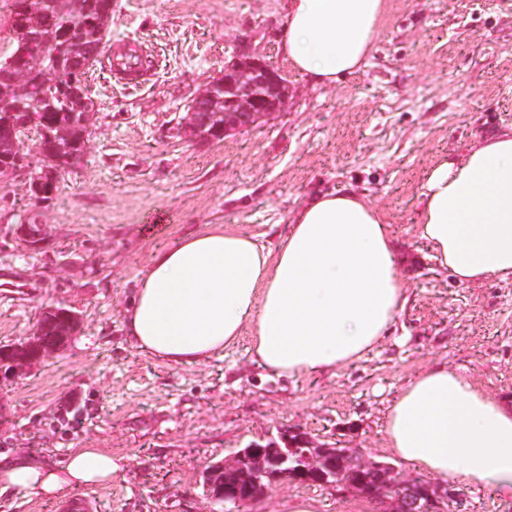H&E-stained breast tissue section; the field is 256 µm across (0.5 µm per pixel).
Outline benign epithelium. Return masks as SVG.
<instances>
[{
    "instance_id": "7a95c632",
    "label": "benign epithelium",
    "mask_w": 512,
    "mask_h": 512,
    "mask_svg": "<svg viewBox=\"0 0 512 512\" xmlns=\"http://www.w3.org/2000/svg\"><path fill=\"white\" fill-rule=\"evenodd\" d=\"M212 86L224 91V136L250 127L280 110L289 95L285 78L258 53L246 50L236 53L224 67V75ZM14 235L29 251L43 249L40 233L32 231L28 224L17 225ZM67 340L65 336L62 341L48 347L42 342L41 332L38 331L30 337L29 349L32 353L19 362L28 366L38 363L62 350ZM19 362L0 356V367L6 365L13 372L18 370ZM347 455L359 456L361 452L356 448L330 445L310 448L303 433L285 429L280 432L279 439L270 440L266 446L252 444L221 462L207 465L208 499L222 508L230 503H248L260 498L281 481L331 487L346 484L365 497L376 498L384 488L394 484L398 471L390 463L378 464L371 476L359 482L348 479L343 468V458ZM401 481L414 493L410 508L418 512L427 509L421 504L424 499L436 503L456 497V493L445 487L438 488L420 476L403 477Z\"/></svg>"
}]
</instances>
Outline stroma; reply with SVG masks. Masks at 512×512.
<instances>
[{"label":"stroma","mask_w":512,"mask_h":512,"mask_svg":"<svg viewBox=\"0 0 512 512\" xmlns=\"http://www.w3.org/2000/svg\"><path fill=\"white\" fill-rule=\"evenodd\" d=\"M283 0H112L106 38L143 40L155 68L136 87L87 75L89 152L45 204L43 250L12 236L25 222L26 175L0 182V345L32 336L41 308L81 323L67 346L0 377V453L55 467L76 448L111 451L120 470L85 488L93 512H208L207 464L288 429L392 459L388 410L436 363L512 400V279L453 285L418 238L419 193L434 163L512 128V0H387L369 60L338 85L294 71L276 33ZM288 81V102L258 124L201 143L193 101L240 46ZM353 188L386 213L408 303L396 331L332 376L280 379L242 335L223 356L172 365L134 348L123 310L154 252L208 224L287 226L306 197ZM460 499L447 512H512V501L459 476L434 477ZM393 512L345 486L282 482L236 512Z\"/></svg>","instance_id":"stroma-1"}]
</instances>
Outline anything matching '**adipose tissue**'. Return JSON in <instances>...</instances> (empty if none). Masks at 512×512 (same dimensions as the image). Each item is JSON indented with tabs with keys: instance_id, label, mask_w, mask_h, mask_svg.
Listing matches in <instances>:
<instances>
[{
	"instance_id": "adipose-tissue-1",
	"label": "adipose tissue",
	"mask_w": 512,
	"mask_h": 512,
	"mask_svg": "<svg viewBox=\"0 0 512 512\" xmlns=\"http://www.w3.org/2000/svg\"><path fill=\"white\" fill-rule=\"evenodd\" d=\"M387 0H287L279 48L312 83L361 69ZM419 237L452 282L512 278V130L442 157L420 192ZM407 303L385 212L352 191L311 195L275 245L209 224L154 253L124 312L138 350L170 364L222 356L250 333L253 359L282 378L321 375L389 336ZM386 446L416 469L512 498V405L458 369L409 382L389 408ZM111 452L76 448L49 467L0 455V485L65 495L111 481Z\"/></svg>"
}]
</instances>
